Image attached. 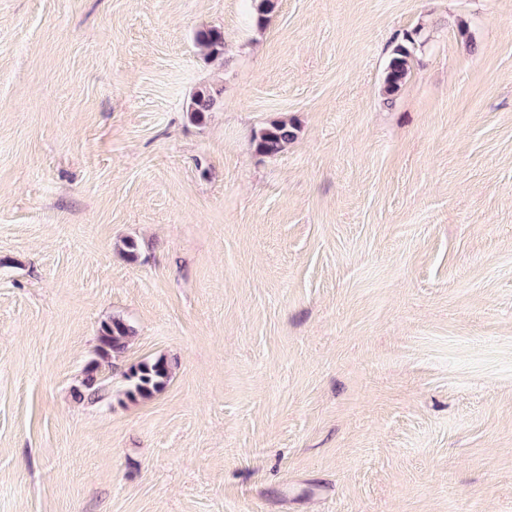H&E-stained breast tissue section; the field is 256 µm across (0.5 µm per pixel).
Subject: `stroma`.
Segmentation results:
<instances>
[{
  "label": "stroma",
  "mask_w": 512,
  "mask_h": 512,
  "mask_svg": "<svg viewBox=\"0 0 512 512\" xmlns=\"http://www.w3.org/2000/svg\"><path fill=\"white\" fill-rule=\"evenodd\" d=\"M0 512H512V0H0ZM195 41L205 59L210 62L224 57V32L216 27L202 29L196 33ZM420 33V29L407 33L403 41L397 43L391 51L382 86L383 95L387 100L392 99L402 89L410 76L413 50ZM218 100V93L204 88L196 91L190 100L188 111L194 120H202L205 112H210ZM296 128L288 121H276L254 131L252 142L255 151L267 157L283 152L296 137ZM135 336L133 327L120 317H112L101 323L99 328L100 345L96 349V357L91 359L84 368L81 387L84 391L76 389L80 398L94 396L101 390L98 370L101 362H108L112 357L124 353ZM172 374L173 366L165 357L140 361L124 373L122 395L131 401L149 399L164 389Z\"/></svg>",
  "instance_id": "stroma-1"
}]
</instances>
